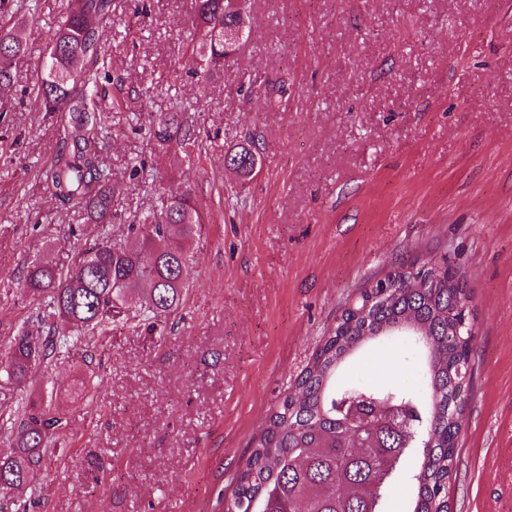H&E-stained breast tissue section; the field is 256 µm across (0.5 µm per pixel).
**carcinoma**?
<instances>
[{
    "label": "carcinoma",
    "mask_w": 512,
    "mask_h": 512,
    "mask_svg": "<svg viewBox=\"0 0 512 512\" xmlns=\"http://www.w3.org/2000/svg\"><path fill=\"white\" fill-rule=\"evenodd\" d=\"M112 12V0H67L65 17L50 35L37 80L24 90L33 112H63L62 147L43 171L50 196L94 222L112 209L111 173L102 160L108 131L97 109L101 80L110 79L111 62L102 50L95 22ZM224 0H195L193 38L185 57L192 74L206 78L224 71L237 50L224 42ZM28 22L0 27V95L13 91L12 70L25 53ZM150 135L162 152L189 155L200 149L199 135L182 108L154 117ZM204 215L189 193H172L162 207L129 225L130 242L116 244L106 234L75 253V271L65 276L49 260L30 266L26 290L54 318L44 336L20 334L0 350V374L22 385L32 372L67 347L74 335H92L129 315L130 295L144 292L141 320L157 328L177 310L187 288L190 259L183 243L196 235ZM471 300L466 284L440 263L426 271L421 285L406 281L370 297L363 292L343 311L298 381V395L285 396L255 439L249 459L236 477L224 512H382L394 485L391 470L407 448L401 438L369 428L352 433L337 400L352 381L337 382L341 365L363 343L387 339V330L409 324L426 334L431 347L423 387L360 389L377 398L411 404L420 424L421 462L405 482L412 485L411 512H440L456 458L455 437L467 385L464 365L474 335L462 327ZM13 446L0 448V491L33 484L45 458L64 449L48 446L62 418L51 404L28 402Z\"/></svg>",
    "instance_id": "carcinoma-1"
}]
</instances>
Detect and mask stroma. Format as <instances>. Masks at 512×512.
Returning a JSON list of instances; mask_svg holds the SVG:
<instances>
[{"instance_id": "stroma-1", "label": "stroma", "mask_w": 512, "mask_h": 512, "mask_svg": "<svg viewBox=\"0 0 512 512\" xmlns=\"http://www.w3.org/2000/svg\"><path fill=\"white\" fill-rule=\"evenodd\" d=\"M250 34L223 75L189 72L192 0H112L100 27L120 86L98 100L112 134L108 225L51 200L40 171L61 117L0 98V346L36 330L33 262L64 271L101 230L190 191L207 222L189 243L180 308L162 334L115 321L38 369L0 379L10 414L49 397L63 454L9 512H218L275 405L344 306L394 267L448 259L477 320L448 512H512V0H249ZM64 0H38L14 88L35 78ZM187 109L198 159L162 153L152 118ZM255 135L249 179L224 155ZM145 162L154 180L130 175ZM415 341L368 346L341 370L366 385L420 388ZM88 382L79 396L76 385Z\"/></svg>"}]
</instances>
